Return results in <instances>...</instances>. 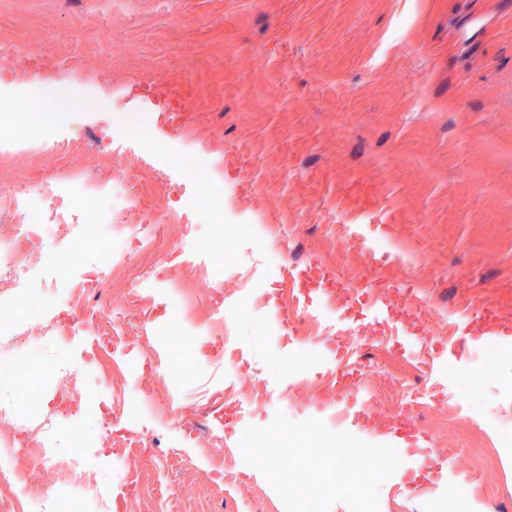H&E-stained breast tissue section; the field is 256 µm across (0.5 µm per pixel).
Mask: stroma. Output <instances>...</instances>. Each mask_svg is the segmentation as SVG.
<instances>
[{
    "mask_svg": "<svg viewBox=\"0 0 512 512\" xmlns=\"http://www.w3.org/2000/svg\"><path fill=\"white\" fill-rule=\"evenodd\" d=\"M135 94L168 109L125 149ZM59 96L68 116L29 121ZM0 117L16 129L0 169L25 173L0 182V241L29 210L51 224L53 201L65 207L28 283L49 314L24 321L20 348L42 402L0 370V408L60 414L63 456L81 429L120 512H286L236 443L280 413L397 450L378 512H456L462 498L512 512V344L480 334L487 297L512 299V0H0ZM31 140L50 148L33 155ZM64 168L84 180L58 182ZM351 224L393 225L438 256L410 265L377 246V323L342 289L283 270L357 274ZM74 248L82 261L66 266ZM180 282L199 291L193 314ZM300 297L304 342L280 316ZM463 308L478 335L452 355L439 325ZM72 374L85 380L73 421L60 403ZM217 427L223 447L197 457ZM111 430L138 438L122 458ZM219 462L237 484L210 481Z\"/></svg>",
    "mask_w": 512,
    "mask_h": 512,
    "instance_id": "stroma-1",
    "label": "stroma"
}]
</instances>
